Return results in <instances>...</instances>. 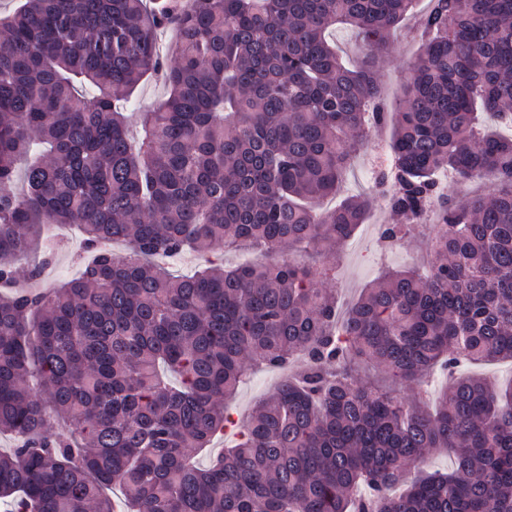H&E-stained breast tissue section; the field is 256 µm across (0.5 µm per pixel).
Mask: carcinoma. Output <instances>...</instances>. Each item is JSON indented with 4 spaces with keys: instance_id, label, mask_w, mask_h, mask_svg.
<instances>
[{
    "instance_id": "1",
    "label": "carcinoma",
    "mask_w": 512,
    "mask_h": 512,
    "mask_svg": "<svg viewBox=\"0 0 512 512\" xmlns=\"http://www.w3.org/2000/svg\"><path fill=\"white\" fill-rule=\"evenodd\" d=\"M416 0H20L0 16V288L43 225L95 251L79 277L0 295V499L21 512H512V384L458 376L512 360V0H430L376 193L396 243L434 210L427 272L393 269L345 313L329 271L374 204L335 194L387 118L379 64ZM177 27L163 67L158 32ZM365 49L346 67L329 32ZM165 69L132 140L123 103ZM23 168H18L20 162ZM487 179L456 202L441 176ZM125 243L117 255L110 245ZM259 262L178 278L160 259L215 244ZM304 368L207 469L245 370ZM394 386L441 375L410 395ZM432 448L456 457L426 471Z\"/></svg>"
}]
</instances>
